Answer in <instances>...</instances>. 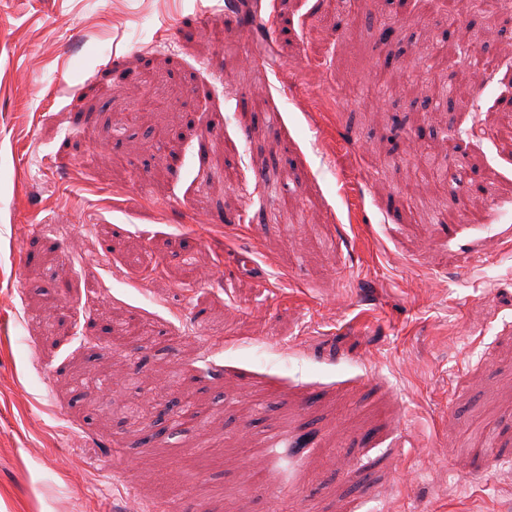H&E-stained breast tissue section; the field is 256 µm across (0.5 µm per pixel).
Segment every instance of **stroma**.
<instances>
[{"instance_id":"1","label":"stroma","mask_w":512,"mask_h":512,"mask_svg":"<svg viewBox=\"0 0 512 512\" xmlns=\"http://www.w3.org/2000/svg\"><path fill=\"white\" fill-rule=\"evenodd\" d=\"M224 3L0 0V512H512V149L380 92L459 74L399 0Z\"/></svg>"}]
</instances>
